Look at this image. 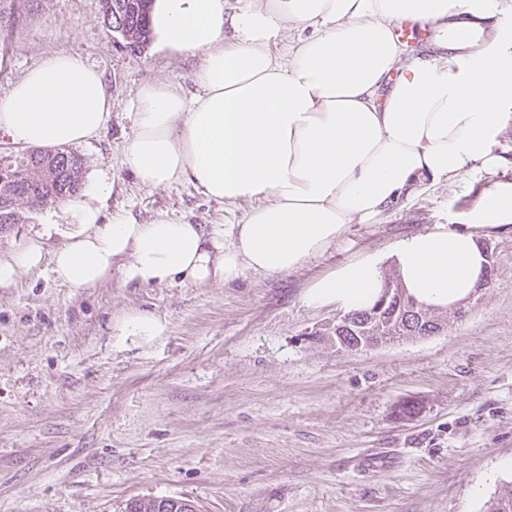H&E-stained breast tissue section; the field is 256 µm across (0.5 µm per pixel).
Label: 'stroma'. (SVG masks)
Instances as JSON below:
<instances>
[{"mask_svg": "<svg viewBox=\"0 0 512 512\" xmlns=\"http://www.w3.org/2000/svg\"><path fill=\"white\" fill-rule=\"evenodd\" d=\"M52 53L82 57L112 97L105 128L72 148L84 181L111 185L103 219L123 209L212 230L249 209L185 182L146 187L123 163L138 89L194 91L196 58L127 51L101 0H27L0 33V92ZM495 149L499 168L429 185L287 274L134 288L116 272L75 290L44 266L0 287V512H123L163 496L196 512H483L512 479V230L477 231L492 276L436 336L341 351L322 338L341 308L302 295L361 254L389 271L401 239L464 226L483 191L512 182L511 121ZM21 214L0 228V253L31 237L48 253L64 243L61 203ZM132 312L164 335L120 338ZM407 400L418 417H400Z\"/></svg>", "mask_w": 512, "mask_h": 512, "instance_id": "obj_1", "label": "stroma"}]
</instances>
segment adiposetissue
Segmentation results:
<instances>
[{
    "label": "adipose tissue",
    "mask_w": 512,
    "mask_h": 512,
    "mask_svg": "<svg viewBox=\"0 0 512 512\" xmlns=\"http://www.w3.org/2000/svg\"><path fill=\"white\" fill-rule=\"evenodd\" d=\"M155 0L161 47L197 58L196 90L162 82L133 102L123 162L147 187L188 182L205 198L251 201L238 223L206 231L127 211L102 223L97 181L63 207L65 242L45 256L29 238L0 254V286L50 262L55 279L92 288L120 272L124 285L228 284L245 272L302 268L353 224L376 223L424 183L495 169V139L511 119L512 30H488L495 0ZM430 29L408 58L395 28ZM298 31L283 53L285 27ZM112 111L99 71L81 57L47 55L0 94V128L22 146L79 145ZM468 228L438 224L395 246L404 288L446 311L467 300L488 260L476 230L512 228V182L485 190ZM381 260L366 254L315 279L307 306L372 307Z\"/></svg>",
    "instance_id": "adipose-tissue-1"
}]
</instances>
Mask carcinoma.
Returning a JSON list of instances; mask_svg holds the SVG:
<instances>
[{
  "mask_svg": "<svg viewBox=\"0 0 512 512\" xmlns=\"http://www.w3.org/2000/svg\"><path fill=\"white\" fill-rule=\"evenodd\" d=\"M152 0H102L103 23L115 29L126 47L143 52L152 40L148 24ZM83 187V160L72 152L32 149L0 158V225L19 224L18 210L23 203L37 209L49 202L76 197ZM384 287L391 288L389 307L363 322H356L360 312L345 315L348 326L336 321L330 335L393 336L396 339L436 336L445 330L450 320L465 313L458 307L449 314L431 310L409 296L395 272L384 274ZM133 512H195L190 501L169 498L164 506L154 497H142L132 502ZM487 512H512V481L502 486L489 502Z\"/></svg>",
  "mask_w": 512,
  "mask_h": 512,
  "instance_id": "carcinoma-1",
  "label": "carcinoma"
}]
</instances>
